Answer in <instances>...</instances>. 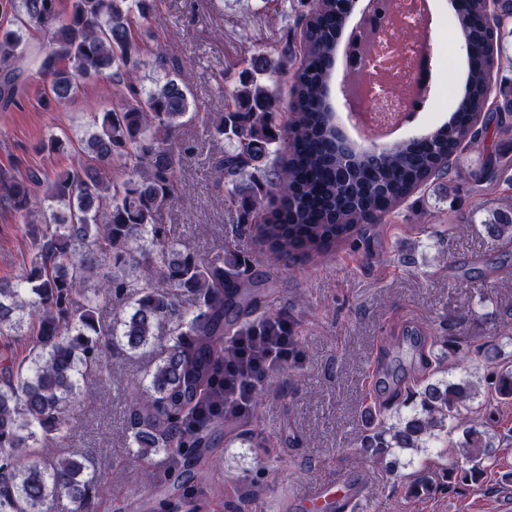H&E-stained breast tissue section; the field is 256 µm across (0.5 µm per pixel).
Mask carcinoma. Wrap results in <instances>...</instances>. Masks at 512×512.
<instances>
[{
    "mask_svg": "<svg viewBox=\"0 0 512 512\" xmlns=\"http://www.w3.org/2000/svg\"><path fill=\"white\" fill-rule=\"evenodd\" d=\"M155 0H0V101H14L26 62L38 65L47 85L45 105L63 103L84 82L109 78L125 88L119 108L90 125L89 161L49 177L17 178L0 169V205L32 225L34 254L20 282L0 285V336L27 344L19 356L0 348V512H51L69 496L82 512L106 483L73 457L49 449L71 438L81 406L93 401L112 351L152 352L161 327L168 344L153 367L130 380L126 419L132 462L161 452L186 512H196L191 482L208 463L212 434L224 426V354L230 339L280 313L261 306L269 280L247 273L231 246L200 252L181 245L176 230L158 223L177 200L183 155L176 138L192 107L179 66L167 67L162 45L148 47L134 28ZM338 0H317L294 13L300 44L259 53L229 91L233 106L210 133L228 148L209 163L212 183L225 189L242 230L271 259L316 261L363 236L371 224L396 213L421 187L448 186L444 161L485 145L489 136L512 135V82L489 93L491 70L512 64L501 44L512 35V0H496L488 16L482 0H460L453 23L468 41V71L453 96L448 122L374 155L343 146L326 87L337 55ZM31 28L49 37L50 49L31 44ZM165 70L154 87L131 81L145 62ZM293 70L289 119L278 125L279 101L265 79ZM512 185V158L489 153L475 186ZM50 202L43 207L44 202ZM494 237L512 235V207L485 220ZM191 296L183 309L179 295ZM499 401L512 400V369L485 378ZM476 391L466 379L427 383L419 405L393 423L367 430L358 452L395 470L396 450L431 448L439 434L460 430V460L435 484L426 475L410 484L415 498L437 490L481 484L499 466L494 436L470 424L465 411Z\"/></svg>",
    "mask_w": 512,
    "mask_h": 512,
    "instance_id": "1",
    "label": "carcinoma"
}]
</instances>
